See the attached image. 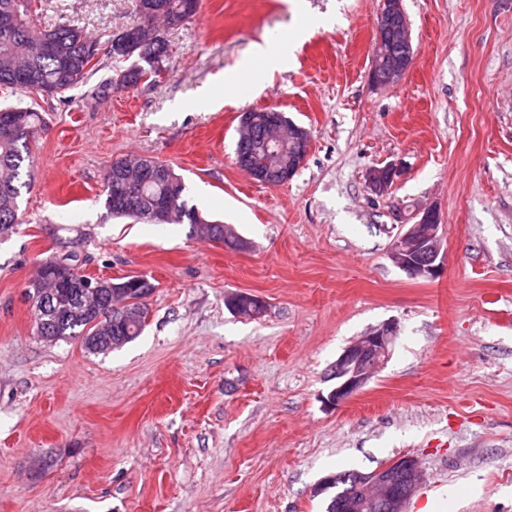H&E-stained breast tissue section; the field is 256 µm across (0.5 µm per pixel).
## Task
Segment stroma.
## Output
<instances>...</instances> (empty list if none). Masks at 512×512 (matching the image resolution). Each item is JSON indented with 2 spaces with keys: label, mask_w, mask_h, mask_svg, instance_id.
<instances>
[{
  "label": "stroma",
  "mask_w": 512,
  "mask_h": 512,
  "mask_svg": "<svg viewBox=\"0 0 512 512\" xmlns=\"http://www.w3.org/2000/svg\"><path fill=\"white\" fill-rule=\"evenodd\" d=\"M382 4L201 0L166 31L158 83L92 97L138 62L103 50L64 95L0 92V108L48 122L24 222L0 243V512H323L321 478L402 455L426 475L407 512L440 496L447 512H512V0H403L412 65L377 90ZM40 5L43 25L102 42L135 21L131 0ZM331 15L297 40L302 21ZM268 38L286 62L255 91L237 66ZM264 107L312 135L283 186L235 163L240 113ZM132 154L172 166L190 204L247 249L112 216L104 173ZM390 163L401 176L376 196L367 175ZM401 202L440 213L439 279L388 257ZM70 250L85 273L154 283L141 336L94 355L37 335L23 293L42 260ZM237 293L264 315H234ZM391 320L378 373L326 406L331 365Z\"/></svg>",
  "instance_id": "35a3bbf8"
}]
</instances>
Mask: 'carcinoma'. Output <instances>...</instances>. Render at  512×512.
<instances>
[{
	"label": "carcinoma",
	"instance_id": "obj_1",
	"mask_svg": "<svg viewBox=\"0 0 512 512\" xmlns=\"http://www.w3.org/2000/svg\"><path fill=\"white\" fill-rule=\"evenodd\" d=\"M35 0H0V18L13 19L12 27L0 29V89L6 92L35 91L43 96L55 97L85 83L98 65L99 40L90 37L83 28L68 21L51 26L42 24ZM143 0H132L137 21L131 28L141 31L146 47L157 53L167 52L164 32L184 25L193 19L198 9L191 4L200 0H158L162 11L151 16H143ZM54 49L44 51L46 43ZM157 82V75L146 68L135 67L118 70L112 79L99 85L97 94L109 90L134 87L140 81ZM0 121L10 126V132L0 131V228L14 234L22 223L20 198L22 191L31 188L34 179V158L31 144L45 129L43 114L30 107L12 106L0 111ZM264 160L261 153L247 158L236 151V164L253 176L258 173L259 163ZM145 157L118 158L111 162L104 175L105 207L115 217L129 218L147 224H184L191 227L201 225L199 236L221 242L223 238L211 235L217 222L208 220L197 207L188 205L186 185L183 178L174 172L167 163L155 160L165 171V178L146 180L142 175ZM126 183L138 192L143 201H162L165 208L162 217L152 219L143 209L127 210L114 193L117 183ZM65 259L73 269L69 280L72 292L89 278L76 264L77 255L65 253L47 258L40 264L36 278L29 282L25 295L31 299L40 294L48 300H61L71 297L56 282L57 262ZM147 295L133 292L115 298L112 289H103L98 305L109 312L104 319L97 321L95 315L70 317L49 324L46 340L49 342L65 339H81L84 348L93 354H105L107 350L98 347L97 336H124L127 341L135 340L144 330L148 307ZM142 311L138 319L131 321L121 318L125 301Z\"/></svg>",
	"mask_w": 512,
	"mask_h": 512
}]
</instances>
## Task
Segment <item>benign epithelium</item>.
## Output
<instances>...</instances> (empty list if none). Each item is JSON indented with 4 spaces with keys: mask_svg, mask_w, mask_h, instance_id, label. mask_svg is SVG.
I'll use <instances>...</instances> for the list:
<instances>
[{
    "mask_svg": "<svg viewBox=\"0 0 512 512\" xmlns=\"http://www.w3.org/2000/svg\"><path fill=\"white\" fill-rule=\"evenodd\" d=\"M376 24L374 65L369 72L372 87L380 88L402 80L412 63L410 56H397L389 50L392 42H410L409 25L400 23L391 27L399 9L397 0H384ZM273 108L266 107L246 114L243 125L262 132L261 141L274 149L280 141L269 135V130L286 122V119L271 120L268 113ZM289 142L298 151L296 168H301L311 150L310 132L299 125L290 124ZM400 169L388 164L374 168L367 176L370 191L377 196H385L392 191ZM394 219L407 230L392 243L389 258L401 270L414 278L435 279L442 271V237L439 212L434 207L400 205L394 209ZM398 336V323L391 320L347 347L331 367V376L336 385L326 397V403L338 406L351 399L374 376L389 357L394 340ZM349 482L351 490L344 499L333 500L329 508L340 512H365L377 509L379 512H406L408 503L423 482V473L418 460L411 455H403L389 464L371 472L355 471L349 476L341 473L322 478L314 488V495L320 496L342 482Z\"/></svg>",
    "mask_w": 512,
    "mask_h": 512,
    "instance_id": "obj_1",
    "label": "benign epithelium"
}]
</instances>
